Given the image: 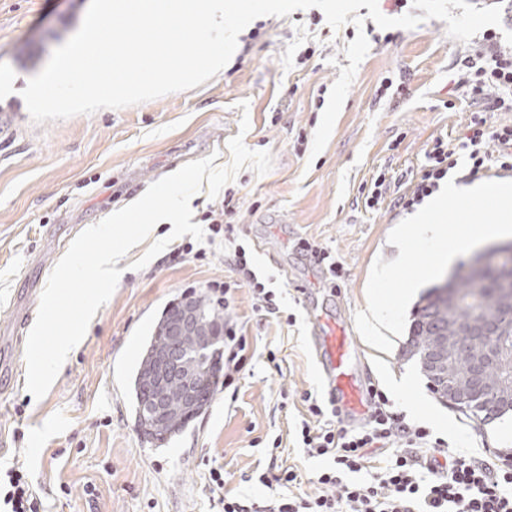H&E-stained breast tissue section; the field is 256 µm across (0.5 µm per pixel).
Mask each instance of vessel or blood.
Returning <instances> with one entry per match:
<instances>
[{
    "instance_id": "vessel-or-blood-1",
    "label": "vessel or blood",
    "mask_w": 512,
    "mask_h": 512,
    "mask_svg": "<svg viewBox=\"0 0 512 512\" xmlns=\"http://www.w3.org/2000/svg\"><path fill=\"white\" fill-rule=\"evenodd\" d=\"M311 341L322 383L341 418L364 419L369 395L356 366L358 345L350 320L343 315L316 319Z\"/></svg>"
}]
</instances>
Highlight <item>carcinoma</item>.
Segmentation results:
<instances>
[{"label": "carcinoma", "instance_id": "1", "mask_svg": "<svg viewBox=\"0 0 512 512\" xmlns=\"http://www.w3.org/2000/svg\"><path fill=\"white\" fill-rule=\"evenodd\" d=\"M499 286V277L493 270L476 280L461 268L455 274V281L448 283L453 292L445 296L435 287L422 296L417 304L409 329V352L418 358L423 373L430 378L431 389L440 398L447 397V394L436 389V386L465 377L471 369V358L482 351L479 345L473 346L469 354L461 353L456 348L455 337L462 335L471 323L496 319L497 336L493 342L506 355L512 356V316L503 314L500 309ZM193 303L202 311L199 321L201 331H213L223 325V317L211 306L208 298L198 296ZM178 309L177 303L164 308L151 336L144 340L140 357L128 378L137 428L146 440L160 445L182 432L208 408L216 391L219 372V354L201 350L195 337H185L181 359L187 369L200 376L199 404L193 412H187L182 404L183 384L176 381L168 387L167 418L163 421L154 418L150 411L153 391L149 382L155 368L154 356L164 346L166 323L178 313ZM507 375L508 370L499 365L487 366L483 379L473 387V399L466 405L467 411L476 416L483 414L486 398Z\"/></svg>", "mask_w": 512, "mask_h": 512}]
</instances>
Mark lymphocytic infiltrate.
I'll use <instances>...</instances> for the list:
<instances>
[{"instance_id":"lymphocytic-infiltrate-1","label":"lymphocytic infiltrate","mask_w":512,"mask_h":512,"mask_svg":"<svg viewBox=\"0 0 512 512\" xmlns=\"http://www.w3.org/2000/svg\"><path fill=\"white\" fill-rule=\"evenodd\" d=\"M455 81L446 109L456 100L475 104V111L457 139L432 137L424 161L413 171L410 188L390 197L392 180L386 173L373 177L363 191L366 209L380 210L384 202L402 210L421 205L440 188L449 174L469 181L489 172L512 171V123H493L492 113L512 112V42L485 30L454 57ZM231 261L251 288L258 307L279 314L277 294L255 270L244 247ZM372 402L361 427L343 425L334 404L304 394L308 419L297 438L309 457L328 458L316 476L321 491L297 492L301 475L293 467L260 474L259 482H276L284 495L261 506L241 495L224 493V471H209V489L217 493L224 512H512V468H495L479 457L449 453L448 442L423 426H413L391 411L388 397L372 390ZM365 474L362 482L354 474ZM0 502L9 512H44L28 474L11 467L0 472Z\"/></svg>"}]
</instances>
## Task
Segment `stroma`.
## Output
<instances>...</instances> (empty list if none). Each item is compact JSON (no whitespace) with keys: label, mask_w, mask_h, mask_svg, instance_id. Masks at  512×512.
Listing matches in <instances>:
<instances>
[{"label":"stroma","mask_w":512,"mask_h":512,"mask_svg":"<svg viewBox=\"0 0 512 512\" xmlns=\"http://www.w3.org/2000/svg\"><path fill=\"white\" fill-rule=\"evenodd\" d=\"M89 0H0V71L15 76L0 94V332L21 314L37 313L39 291L72 240L155 181L187 162L217 154L230 161L227 142L243 135L252 150L271 152L272 169L259 176L243 169L226 189L233 196L229 236L205 244V256L183 253L191 236L177 238L143 269L132 262L139 244L120 260L116 290L91 321L84 339L63 364L42 399L26 389L18 369L0 389V468L22 467L46 512H223L209 491L210 468L224 470L225 489L257 502L275 496L261 484L270 459L298 467L302 491L326 465L299 448L295 430L307 412L305 393L325 398L314 367L309 303L347 315L366 309L365 288L376 258L399 250L387 241L404 213L370 211L361 188L377 170L398 177L416 168L433 135L456 137L470 115L467 105L448 111L449 65L461 41L446 22L432 19L402 30L393 43L371 44L320 154L299 145V132L315 133L320 86H332L349 61L348 39L328 24L309 29L307 13L265 17L267 36L222 75L186 91L119 110L35 123L21 96L29 78L80 27ZM317 52L295 64L305 43ZM390 72L406 77L403 95L377 100L379 81ZM250 128L240 133L241 118ZM327 250L343 266L337 291L314 289L302 242ZM244 246L256 270L273 280L280 316L257 311L251 289L228 256ZM229 287L226 321L246 336L250 360L236 393L216 391L207 411L169 444L157 448L140 434L126 390V374L162 310L183 295ZM405 337L391 352L360 344L365 381L385 391L408 423L447 439L453 453L496 464L512 463V439L502 420L485 422L440 401L415 360L404 354ZM276 362H269V355ZM411 374V400L388 379ZM280 448H273L274 439ZM96 488L95 497L84 493Z\"/></svg>","instance_id":"35a3bbf8"}]
</instances>
